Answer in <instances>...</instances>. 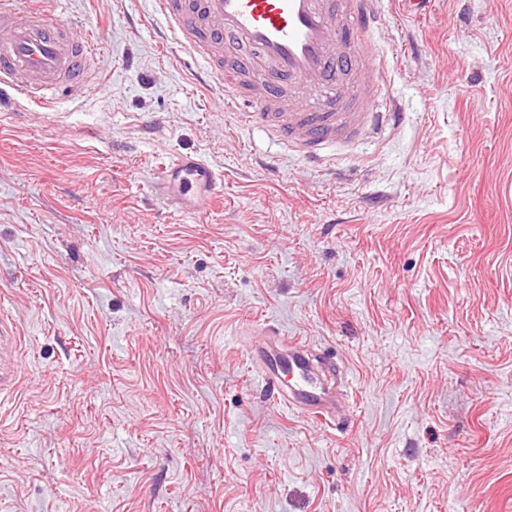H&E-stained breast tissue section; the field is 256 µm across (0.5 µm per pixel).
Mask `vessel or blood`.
<instances>
[{
	"instance_id": "1",
	"label": "vessel or blood",
	"mask_w": 512,
	"mask_h": 512,
	"mask_svg": "<svg viewBox=\"0 0 512 512\" xmlns=\"http://www.w3.org/2000/svg\"><path fill=\"white\" fill-rule=\"evenodd\" d=\"M180 48L224 83V109L309 164L336 146L380 135L405 119L388 105L387 72L373 32L376 0H151ZM97 80L96 49L60 23L51 0L21 11L0 0V87L47 107L59 92L79 99ZM161 186L195 192L206 208L224 198V174L182 154L165 165ZM250 358L275 403L320 423L345 416V396L316 371L301 340L265 328ZM21 339L0 315V394L16 385Z\"/></svg>"
}]
</instances>
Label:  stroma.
<instances>
[{
  "label": "stroma",
  "mask_w": 512,
  "mask_h": 512,
  "mask_svg": "<svg viewBox=\"0 0 512 512\" xmlns=\"http://www.w3.org/2000/svg\"><path fill=\"white\" fill-rule=\"evenodd\" d=\"M378 9L407 119L315 167L150 0H54L103 39L85 97L0 91V512H512V0ZM177 153L221 205L170 200ZM255 321L345 370L343 423L269 399ZM160 185L179 200L182 191L199 194L210 210L224 199V173L211 168L204 160L189 154L179 155L164 165L159 175ZM178 193V194H176ZM22 338L16 336L12 326L5 322L4 314H0V396L11 392L16 385V371L12 362L20 348Z\"/></svg>",
  "instance_id": "stroma-1"
}]
</instances>
